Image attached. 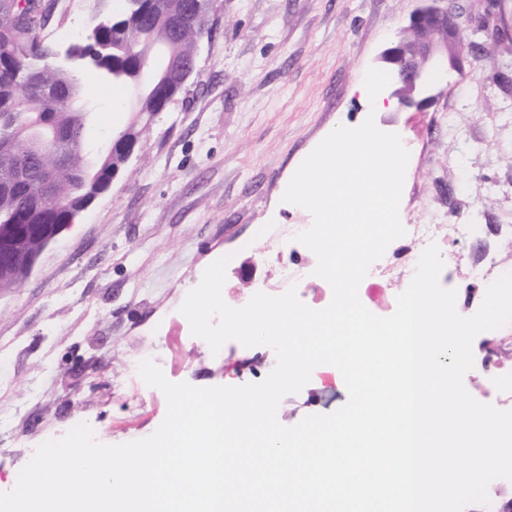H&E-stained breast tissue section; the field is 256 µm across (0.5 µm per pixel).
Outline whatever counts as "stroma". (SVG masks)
Returning a JSON list of instances; mask_svg holds the SVG:
<instances>
[{
  "label": "stroma",
  "mask_w": 512,
  "mask_h": 512,
  "mask_svg": "<svg viewBox=\"0 0 512 512\" xmlns=\"http://www.w3.org/2000/svg\"><path fill=\"white\" fill-rule=\"evenodd\" d=\"M466 41L481 45L463 73H448L425 111L371 112L352 95L364 74L386 73L394 45L419 0H210L197 71L143 136L126 170L39 255L23 285L0 290V492L44 441L85 423L99 442L153 434L167 410L163 393L138 374L153 360L172 382L197 387L262 381L274 368L270 347L226 342L219 352L192 335L179 308L205 269L228 257L225 290L242 302L256 289L279 292V271L309 272L299 299L314 309L332 299L314 276L315 255L293 241L311 214L283 202L286 181L332 128L374 116L403 137L410 153L399 214L437 228L443 287L475 313L486 289L512 272V93L491 77L512 76V55L496 34L512 36L486 0H464ZM118 0H79L49 25L80 40ZM105 82L86 88L95 131L126 125V99ZM483 250H476V243ZM418 248L407 236L386 252L393 271L383 291L359 299L391 315L410 284ZM505 354L471 378L481 402L512 410V324L489 331ZM348 398L329 366L314 369L299 393L282 399L286 426L327 414Z\"/></svg>",
  "instance_id": "stroma-1"
}]
</instances>
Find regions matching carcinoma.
<instances>
[{"label":"carcinoma","instance_id":"1","mask_svg":"<svg viewBox=\"0 0 512 512\" xmlns=\"http://www.w3.org/2000/svg\"><path fill=\"white\" fill-rule=\"evenodd\" d=\"M182 6L181 0L125 4L117 22L109 19L74 43L73 55L95 60V68L79 76L55 61L52 47L41 36L54 4L0 0V138L10 142L27 172L23 180L0 182V236L8 235L13 224H72L108 188L112 169L124 167L122 151L116 146L89 166L85 126L73 103L84 83L106 81L113 72L125 83L137 80L155 43L167 42L181 58L192 59L205 33L209 5H200L191 26L177 29L170 14ZM179 92L178 84H159L132 117V131L140 136L149 130L146 113L158 111ZM36 122L57 132L38 157L32 154L27 131ZM44 161L59 165L48 193L36 182Z\"/></svg>","mask_w":512,"mask_h":512}]
</instances>
